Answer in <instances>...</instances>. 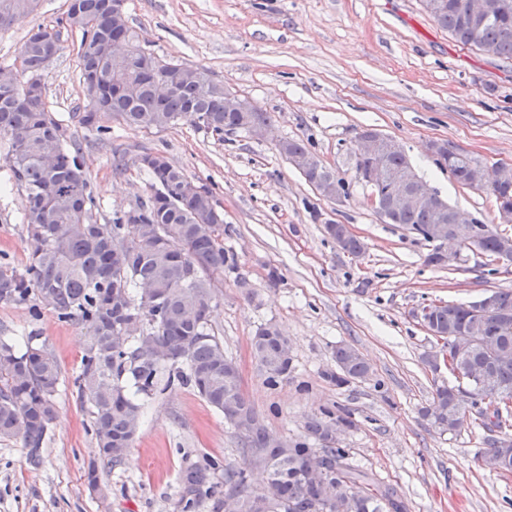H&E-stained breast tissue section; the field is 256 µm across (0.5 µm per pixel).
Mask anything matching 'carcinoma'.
<instances>
[{
	"instance_id": "carcinoma-1",
	"label": "carcinoma",
	"mask_w": 512,
	"mask_h": 512,
	"mask_svg": "<svg viewBox=\"0 0 512 512\" xmlns=\"http://www.w3.org/2000/svg\"><path fill=\"white\" fill-rule=\"evenodd\" d=\"M27 0H0V28L31 15ZM465 0H438L428 16L458 43L497 59L512 60V0L492 18L477 20L464 7ZM106 0H77L58 24L80 32L79 80L98 79L110 95L91 102L80 113L82 127L103 137L112 127L103 120L146 131H162L189 122L215 135L242 130L256 135L266 126L268 113L254 104L249 110L224 111V83L206 70L164 59L141 44L140 33L128 23L112 24ZM122 38L134 43L140 57L117 61L106 45ZM62 50L60 31L52 36L44 28L29 32L12 66L18 68L17 87H0V138L8 143L6 162L27 197L23 215L28 259L18 269L0 264V301L28 305L36 319L44 308L64 322L83 325L88 346L74 384L89 403L92 431L99 457L116 466L122 463L140 424L145 401L175 384L188 386L231 424L230 411L254 419L258 414L241 390L239 371L224 360V348L208 326L214 302L212 277L224 272V213L212 189L188 190L190 176L166 161L147 163L149 153L132 164L150 178L151 195L128 210L115 211L99 223V201L84 170L81 142L48 108L23 106L18 92L43 79L46 62ZM436 163L468 188L475 183L474 169L481 163L464 151H444ZM383 182L375 191L384 195L393 176L413 170L402 149L383 156ZM442 210L407 209L388 223L401 224L430 241L429 229L448 214ZM479 248L487 256L499 252L512 238L482 221ZM122 295L120 307L136 318L138 334L125 335L117 307L109 304L112 290ZM496 309L475 322L471 305L440 304L431 323L440 332L463 328L483 342L507 352L508 359L491 355L477 345L461 360L465 384L435 388L422 408L423 417L441 432L459 411L474 409L486 429L499 426L508 404L488 412L494 399L512 402V290L493 292ZM288 337L277 326L259 327L251 349L259 370L270 386L288 378L291 361L283 357ZM342 386L371 375V367L352 346L333 351ZM60 365L44 346H24L0 336V439L18 440L30 463L38 464L50 425L55 419L54 394ZM335 421L347 428L348 418H333L324 411L310 417L307 435L278 443L264 422L239 435L242 465L226 467L218 457L204 455L180 473V512H197L201 504L217 498L224 512H401L397 493L389 487L364 489L362 475L345 463L347 449L324 438L326 425ZM488 452L508 460L512 472V441L491 435L484 438ZM252 465L265 467L275 481L271 496L255 493L248 482ZM224 471L226 490H217L214 478Z\"/></svg>"
}]
</instances>
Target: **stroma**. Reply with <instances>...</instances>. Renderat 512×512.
Instances as JSON below:
<instances>
[{
    "instance_id": "obj_1",
    "label": "stroma",
    "mask_w": 512,
    "mask_h": 512,
    "mask_svg": "<svg viewBox=\"0 0 512 512\" xmlns=\"http://www.w3.org/2000/svg\"><path fill=\"white\" fill-rule=\"evenodd\" d=\"M66 0H40L34 15L0 29V62L13 60L28 31L54 27ZM125 16L155 54L209 69L270 116L265 136H217L185 123L157 132L113 124L110 139L78 131L100 222L150 193L135 167L116 172V155L162 151L211 185L224 211V248L233 255L213 278L210 328L237 365L245 396L284 439L305 435L309 417L328 410L354 425L338 442L371 486L394 487L402 512H512V472L484 462L486 435L470 419L459 435L439 434L420 413L447 369L425 361L438 348L418 314L431 303H469L512 290V263H492L458 246L450 268L427 264L431 243L387 224L355 181L349 152L375 129L400 141L418 175L449 204L512 236L495 200L439 168L435 140L512 165V60L461 45L420 0H124ZM62 50L44 78L45 101L71 119L86 98L79 82L80 34L63 31ZM303 141L316 160L350 182L336 203L319 196L278 150ZM0 140V262L23 267L25 192L10 179ZM349 225L364 251H343L325 230ZM277 281H270V274ZM273 323L290 340L287 381L267 385L251 353L257 327ZM0 336L31 337L61 365L56 416L39 464L21 443L0 440V512H179V475L208 453L240 459L236 429L195 391L173 386L145 406L125 461H98L89 404L74 379L88 338L83 326L50 310L31 319L23 304L0 301ZM355 347L369 378L337 387L332 352ZM97 460L105 494L84 477Z\"/></svg>"
}]
</instances>
